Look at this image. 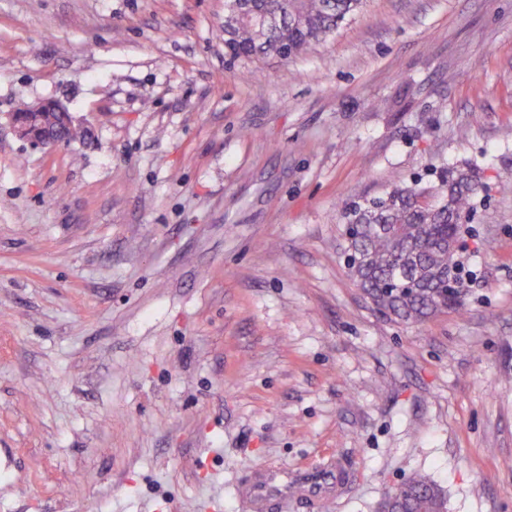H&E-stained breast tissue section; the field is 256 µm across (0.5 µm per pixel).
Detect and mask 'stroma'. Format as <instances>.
<instances>
[{"label": "stroma", "instance_id": "obj_1", "mask_svg": "<svg viewBox=\"0 0 512 512\" xmlns=\"http://www.w3.org/2000/svg\"><path fill=\"white\" fill-rule=\"evenodd\" d=\"M84 142L41 147L20 103ZM478 167L463 310L375 313L342 212ZM340 458L512 512V0H365L305 56L230 57L224 0H0V512H252ZM37 112H58L62 115L66 126H73L72 118L69 113L66 112L65 108L55 101H44L38 105L29 106L25 111V114H18L17 112L12 114L11 120L15 131L20 136L43 147H54L60 143H64L65 139L58 131L42 128L35 124L32 114ZM67 135V143L82 140L85 137V133L75 126L71 129H67ZM341 487V470L321 467L293 478L286 472H264L255 477L245 489V496L252 508L263 512L280 499H287L295 493L312 499L322 500L338 492Z\"/></svg>", "mask_w": 512, "mask_h": 512}]
</instances>
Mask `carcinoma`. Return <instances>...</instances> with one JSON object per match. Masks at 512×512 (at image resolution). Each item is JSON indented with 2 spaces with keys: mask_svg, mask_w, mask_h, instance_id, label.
Masks as SVG:
<instances>
[{
  "mask_svg": "<svg viewBox=\"0 0 512 512\" xmlns=\"http://www.w3.org/2000/svg\"><path fill=\"white\" fill-rule=\"evenodd\" d=\"M362 0H249L224 14V46L238 56L284 61L308 53L361 8ZM482 188L475 167L441 171L438 184L396 185L345 207L348 269L373 309L405 323L461 309V220ZM446 512L443 490L415 474L387 493L379 512Z\"/></svg>",
  "mask_w": 512,
  "mask_h": 512,
  "instance_id": "cac0c4a2",
  "label": "carcinoma"
}]
</instances>
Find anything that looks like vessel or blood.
Wrapping results in <instances>:
<instances>
[{
    "label": "vessel or blood",
    "instance_id": "b4317fda",
    "mask_svg": "<svg viewBox=\"0 0 512 512\" xmlns=\"http://www.w3.org/2000/svg\"><path fill=\"white\" fill-rule=\"evenodd\" d=\"M341 473L321 467L293 478L284 472H264L255 477L245 489L254 512H268L277 501L298 494L312 500H322L338 493Z\"/></svg>",
    "mask_w": 512,
    "mask_h": 512
}]
</instances>
